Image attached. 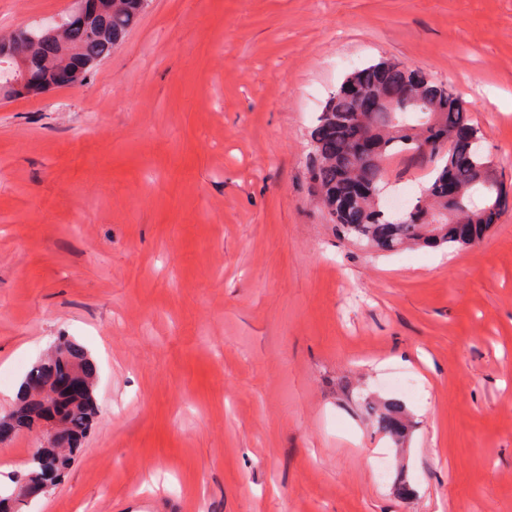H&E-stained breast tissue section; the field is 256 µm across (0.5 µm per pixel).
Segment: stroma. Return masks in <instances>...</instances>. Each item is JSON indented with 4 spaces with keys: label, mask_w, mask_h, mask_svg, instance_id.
<instances>
[{
    "label": "stroma",
    "mask_w": 512,
    "mask_h": 512,
    "mask_svg": "<svg viewBox=\"0 0 512 512\" xmlns=\"http://www.w3.org/2000/svg\"><path fill=\"white\" fill-rule=\"evenodd\" d=\"M73 7L0 0V30ZM382 56L454 90L511 186L512 0H150L84 85L0 99V415L60 336L96 384L25 512H512V209L376 253L309 180ZM394 399L399 442L366 409ZM39 443L0 445L1 486Z\"/></svg>",
    "instance_id": "stroma-1"
}]
</instances>
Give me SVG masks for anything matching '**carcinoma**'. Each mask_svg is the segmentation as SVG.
I'll use <instances>...</instances> for the list:
<instances>
[{
    "label": "carcinoma",
    "mask_w": 512,
    "mask_h": 512,
    "mask_svg": "<svg viewBox=\"0 0 512 512\" xmlns=\"http://www.w3.org/2000/svg\"><path fill=\"white\" fill-rule=\"evenodd\" d=\"M147 7L148 0H109L102 14L84 23L64 19L26 28L28 37L16 45V58H0V95L16 94L6 75L19 70L38 89L56 86L59 73L72 75L70 86L84 83L89 69L112 55V49L138 24ZM364 94L380 99L382 107L357 122ZM435 126L446 128L450 140L483 141L480 129L471 123L459 97L447 85L389 58L381 57L354 70L330 95L311 134L309 174L323 207L348 240L381 251L409 246L463 248L473 245L491 227L474 205L484 190L483 181L499 182L491 154L437 153L430 161L428 186L405 210L395 211L386 200L389 168L352 152L355 139L369 138L389 162L401 158L416 161ZM450 180L461 191L451 205L443 191ZM68 371L86 392L70 396L60 448H35L27 471L22 473L25 478L58 481L88 433L95 411L94 378L83 350L59 338L54 354L27 373L16 409L0 417V440L21 430H34L47 418L39 396ZM403 416L401 404H388L376 416L378 430L395 440L403 437ZM11 483L13 488L0 491V512H14L13 504L21 501L18 477H11Z\"/></svg>",
    "instance_id": "carcinoma-1"
}]
</instances>
